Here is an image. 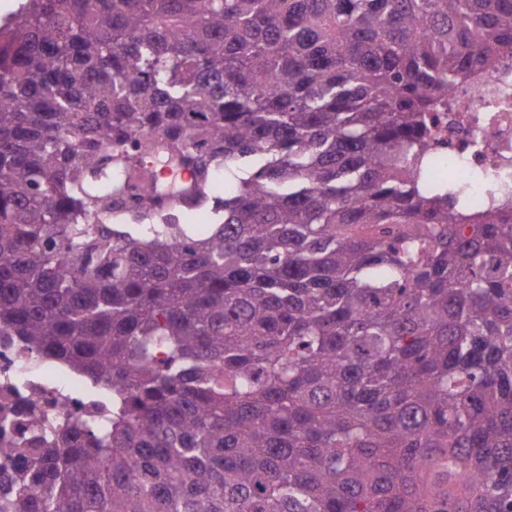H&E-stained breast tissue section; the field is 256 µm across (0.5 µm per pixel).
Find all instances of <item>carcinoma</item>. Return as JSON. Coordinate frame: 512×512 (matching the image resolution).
I'll list each match as a JSON object with an SVG mask.
<instances>
[{"instance_id": "cac0c4a2", "label": "carcinoma", "mask_w": 512, "mask_h": 512, "mask_svg": "<svg viewBox=\"0 0 512 512\" xmlns=\"http://www.w3.org/2000/svg\"><path fill=\"white\" fill-rule=\"evenodd\" d=\"M512 0H27L0 336L106 389L0 421V512H512V201L422 184ZM203 235L155 211L206 209ZM222 179L214 182L213 195L215 196L210 203V207L202 213L190 211L185 214L184 211H176L173 214L179 216L178 224H216L218 216L213 209V202L224 200V164L221 165Z\"/></svg>"}]
</instances>
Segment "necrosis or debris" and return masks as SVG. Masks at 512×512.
Returning a JSON list of instances; mask_svg holds the SVG:
<instances>
[{"label":"necrosis or debris","mask_w":512,"mask_h":512,"mask_svg":"<svg viewBox=\"0 0 512 512\" xmlns=\"http://www.w3.org/2000/svg\"><path fill=\"white\" fill-rule=\"evenodd\" d=\"M449 99L430 115L428 178L443 167L460 174L491 170L500 179L499 195H512V54L504 55L492 76H476L452 90ZM103 400L101 389L86 385L66 366L0 336V418L26 426L63 412L99 422Z\"/></svg>","instance_id":"necrosis-or-debris-1"}]
</instances>
